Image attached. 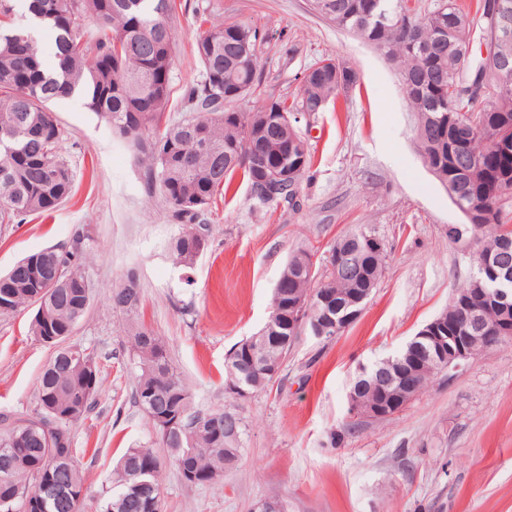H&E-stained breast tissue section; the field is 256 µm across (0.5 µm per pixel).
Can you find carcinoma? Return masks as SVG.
<instances>
[{
    "instance_id": "carcinoma-1",
    "label": "carcinoma",
    "mask_w": 512,
    "mask_h": 512,
    "mask_svg": "<svg viewBox=\"0 0 512 512\" xmlns=\"http://www.w3.org/2000/svg\"><path fill=\"white\" fill-rule=\"evenodd\" d=\"M4 11L20 5L55 33L57 67L48 71L30 27L0 19V224H20L31 214L51 213L70 195L73 171L60 154L62 130L47 107L53 100L81 97L112 131L126 140L149 186L157 191L181 231L169 243L174 263L191 268V231L210 233L205 206L234 175H242L259 192L263 205L298 194L312 166V154L298 128L286 117L306 107L327 103L359 81H337L342 62L329 55L303 77L291 101L271 98L254 112H239L234 103L259 80L264 61L259 36L238 20L212 22L196 40L202 80L190 89L195 109L169 124L156 125L169 102L174 39L168 24L176 0H0ZM488 0H479L475 15L456 0H438L423 13L410 0H312L313 10L336 27L373 47L398 72L404 96L416 116L414 128L420 156L447 187L456 208L484 213L487 231L471 245L475 266L499 261L512 268V74L507 92L493 102L468 92L490 63L465 58L475 39L512 62V36H494ZM244 87L236 93L229 82ZM276 167H298L296 182L266 193L256 160ZM375 232L366 225L339 237L329 251L346 255L348 272L336 274L318 261L315 272H302L314 256L298 249L284 269L297 278L298 293L311 300L312 318L321 317L318 299L337 297L335 318L344 332L348 298L355 291L372 297L387 268V250L365 256L358 247ZM87 236L77 232L70 250L43 248L31 252L0 273V316L33 310L32 335L50 343L54 355L40 375L36 406L26 412L0 415V512H83L85 479L75 461L72 426L96 405L101 367L95 348L72 346L69 336L89 307L78 281L91 261ZM112 308L125 317L128 358L136 374L135 404L145 415L172 398L183 400L184 416L169 437L158 433L169 457L180 463L193 452L201 473L222 479L238 461L243 419L226 410L195 404L187 381L172 365L157 333L138 321L141 287L112 288ZM489 321H512L508 303L483 310ZM303 331L290 328L284 316L267 333V346L257 363L243 352L228 351L226 376H235L250 394L274 380L269 365H283L295 345L288 340ZM161 459L151 449H126L113 469L112 493L102 512H165L160 485Z\"/></svg>"
}]
</instances>
